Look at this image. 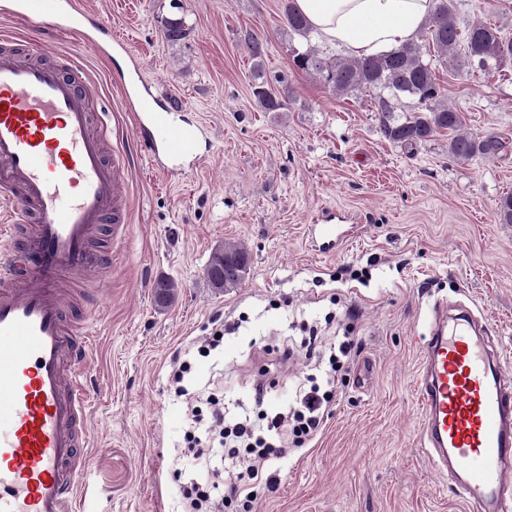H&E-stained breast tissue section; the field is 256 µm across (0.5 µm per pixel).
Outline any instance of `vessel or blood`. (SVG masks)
Segmentation results:
<instances>
[{
  "mask_svg": "<svg viewBox=\"0 0 512 512\" xmlns=\"http://www.w3.org/2000/svg\"><path fill=\"white\" fill-rule=\"evenodd\" d=\"M99 53L127 54L108 15L76 0H0V15L70 30ZM0 49V512H77L76 490L92 442L87 320L74 317L65 285L79 286L103 262L98 236L128 231L129 157L111 151L96 84ZM152 169L194 173L213 133L183 118V105L131 78L119 85ZM411 387L424 444L455 494L477 512H512V369L470 311L439 308L420 340Z\"/></svg>",
  "mask_w": 512,
  "mask_h": 512,
  "instance_id": "1",
  "label": "vessel or blood"
}]
</instances>
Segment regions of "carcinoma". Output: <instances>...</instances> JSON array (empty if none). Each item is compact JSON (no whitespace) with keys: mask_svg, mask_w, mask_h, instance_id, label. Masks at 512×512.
<instances>
[{"mask_svg":"<svg viewBox=\"0 0 512 512\" xmlns=\"http://www.w3.org/2000/svg\"><path fill=\"white\" fill-rule=\"evenodd\" d=\"M432 15L426 22V44L407 41L392 51L373 57L328 55L312 42V31L294 0L284 4V25L289 38L301 40L292 49L295 67L332 90L348 94L366 93L373 101L383 137L405 149H413L438 135L448 134V155L454 160L475 156H494L506 147L500 135L478 136L464 127L461 113L448 105L446 87L441 84L436 66L453 70L477 66L487 69L512 59V39L496 25L476 21L465 29L457 23L455 0H434ZM240 46L252 61V96L265 112H285L290 98L274 87L264 67L267 40L245 32ZM409 98L414 109L397 114V106ZM499 224H512V194L502 196L495 211ZM250 253L241 243L226 242L215 249L206 279L211 287L223 291L238 287L250 267ZM161 305L169 304L176 285L169 280L156 284Z\"/></svg>","mask_w":512,"mask_h":512,"instance_id":"1","label":"carcinoma"}]
</instances>
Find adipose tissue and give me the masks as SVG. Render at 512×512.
Instances as JSON below:
<instances>
[{"label":"adipose tissue","mask_w":512,"mask_h":512,"mask_svg":"<svg viewBox=\"0 0 512 512\" xmlns=\"http://www.w3.org/2000/svg\"><path fill=\"white\" fill-rule=\"evenodd\" d=\"M326 43L355 56L381 55L412 39L433 0H295Z\"/></svg>","instance_id":"ef3b65f1"}]
</instances>
